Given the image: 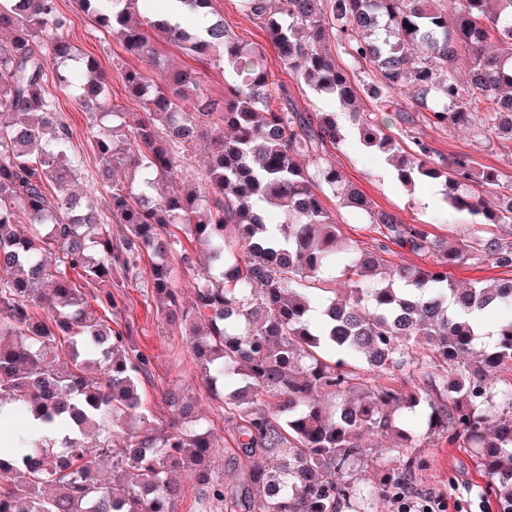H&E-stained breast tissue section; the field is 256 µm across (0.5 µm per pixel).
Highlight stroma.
Wrapping results in <instances>:
<instances>
[{
  "label": "stroma",
  "instance_id": "1",
  "mask_svg": "<svg viewBox=\"0 0 512 512\" xmlns=\"http://www.w3.org/2000/svg\"><path fill=\"white\" fill-rule=\"evenodd\" d=\"M214 7L236 39L244 43H266L265 31L240 12L237 0H214ZM58 9L68 19V40L79 54L98 59L111 77L113 95L124 104V121L134 123L141 110L134 102L127 100L119 78L121 69L133 65V58L110 35L97 32L92 19L80 10L75 0H58ZM155 48L170 65L188 66L200 71L207 94L215 99L223 98L226 84L224 63L218 56L194 57L176 44L164 40L156 42ZM266 63L271 80L286 86L300 111L333 110V102L297 80L280 63L274 50H267ZM359 108L373 114L375 122L400 141L402 147H410L412 139L417 137L429 144L434 158L464 155L472 160L476 171L493 170L512 176L511 142L489 143L464 128L431 125L422 115L418 116L412 128L400 126L398 113L414 109L411 89L391 93L387 106L383 108L378 107L376 100L360 96ZM58 111L73 131L76 150L85 155V164L77 182L78 191L98 201H105L108 194L99 178L98 159L91 148V134L99 122L98 117L81 109L73 95L68 93L60 94ZM341 132L343 139L330 147L329 158L344 180L358 187L375 208L396 214L407 224L430 225L432 232L441 238H460L468 234L471 224L475 222L474 216L452 211L442 202L431 208L421 205L420 194L440 192V185L425 182L411 191L403 188L385 157L366 153L359 146L349 121H342ZM113 294L118 301L117 309L112 313L113 328L131 325L134 341L150 362V376L143 382L146 410L166 421L171 418L172 412L161 397L163 391L176 389L198 396L201 412L208 420L217 443L210 458L211 468L223 474L226 480H235L236 472L224 466L225 457L233 449L232 438L221 410L204 396L199 369L179 323L168 321L159 299L144 281L137 280L127 287L114 289ZM421 417L422 413L418 410L406 415L408 428L414 430L421 441L416 451L420 462L414 477L416 495L429 492L444 495L449 503V512H494L493 503L486 493L485 480L469 449L448 444L446 439L440 437L426 435Z\"/></svg>",
  "mask_w": 512,
  "mask_h": 512
}]
</instances>
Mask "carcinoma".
<instances>
[{
    "mask_svg": "<svg viewBox=\"0 0 512 512\" xmlns=\"http://www.w3.org/2000/svg\"><path fill=\"white\" fill-rule=\"evenodd\" d=\"M96 28L139 65L120 71L143 116L103 125L92 146L109 191L106 210L74 190L84 155L58 115L52 83L99 116L121 117L99 62L77 59L57 0H0V512H174L173 473L197 471L203 512H367L374 497L412 489L419 444L402 413L425 402L428 434L473 449L497 512H512V278L458 288L448 267L490 262L512 269V176L476 175L462 155L434 161L422 140L402 150L356 108L360 92L382 100L404 87L439 126H475L512 142V0H238L281 64L348 111L360 145L384 155L412 190L437 180L444 202L480 217L463 238L405 224L348 185L327 145L342 141L337 112H302L269 80L265 51L229 35L213 0H174L188 28L132 20L139 0H78ZM52 32L54 67L41 36ZM191 55L218 54L237 77L224 99L205 93L194 69L165 70L154 41ZM373 68L356 86L331 41ZM498 51L486 52L491 42ZM469 63L458 79V62ZM209 142L204 185L161 193L180 179L198 140ZM385 229L388 243L429 255L426 266H386L381 241H343L325 191ZM502 197L492 207L484 194ZM126 226L119 239L112 224ZM203 251L208 266L193 297L176 286ZM150 283L188 336L208 398L224 411L234 449L228 483L207 465L212 429L198 398L164 393L181 422L145 413L149 361L128 330L88 306L117 308L112 289ZM340 271L336 298L326 275ZM77 275L75 283L68 273ZM500 313L484 341L481 314ZM404 385L390 383L394 371ZM22 413L28 427L9 423ZM366 433L390 438L395 461L379 483L350 474L371 460ZM112 459V480L99 461Z\"/></svg>",
    "mask_w": 512,
    "mask_h": 512,
    "instance_id": "cac0c4a2",
    "label": "carcinoma"
}]
</instances>
